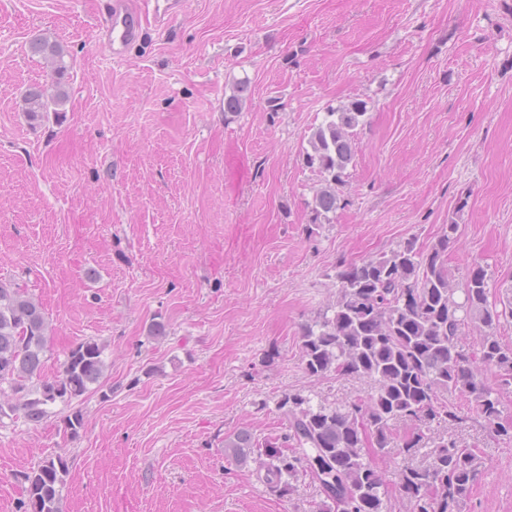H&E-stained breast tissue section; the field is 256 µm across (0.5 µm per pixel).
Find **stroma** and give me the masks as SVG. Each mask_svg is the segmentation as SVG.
<instances>
[{"mask_svg": "<svg viewBox=\"0 0 512 512\" xmlns=\"http://www.w3.org/2000/svg\"><path fill=\"white\" fill-rule=\"evenodd\" d=\"M101 3L0 0V278L46 312L47 375L87 338L107 364L78 436L56 418L0 426V512L17 510L19 473L58 455L63 512H316L317 487L276 495L224 439L283 435L290 392L370 394L300 364L339 259L426 247L454 221L455 279L479 265L492 298L512 288V0H187L120 61L96 37ZM37 36L73 67L68 101L34 127L22 97L52 74ZM242 80L250 99L225 114ZM356 98L369 123L316 228L302 151ZM448 400L485 456L464 512H512V441Z\"/></svg>", "mask_w": 512, "mask_h": 512, "instance_id": "obj_1", "label": "stroma"}]
</instances>
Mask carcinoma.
<instances>
[{
  "mask_svg": "<svg viewBox=\"0 0 512 512\" xmlns=\"http://www.w3.org/2000/svg\"><path fill=\"white\" fill-rule=\"evenodd\" d=\"M32 53L50 61L52 92L34 86L23 96L24 112L40 123L53 107L69 99V69L62 45L46 37L29 43ZM249 86L238 82L224 99V111L240 112ZM368 122V102L353 100L329 106L311 128L303 164L321 177L312 198V224H329L337 209V188L344 184L355 158V131ZM459 224L443 225L427 248L409 238L387 252L358 262L340 260L334 275V299L315 319L301 327L300 361L309 378L356 377L373 384L368 398L343 405L290 393L279 404L287 422L281 438L260 440L241 430L224 438V455L243 466L266 461V484L291 493L301 478L317 485L322 496L318 512H394L393 493L409 504V512H464L483 471L481 449L463 447L453 436H432L433 425L463 421L445 393L465 398L497 436L512 437L500 409L501 386L512 379V345L502 344L495 328L506 310L489 300L491 277L472 267L455 282L448 269V247ZM470 325L483 330L479 353L462 343ZM49 323L44 309L26 288L0 279V395L10 390L15 402L0 403V419L23 415L40 422L58 403L70 406L100 383L106 369L105 345L94 338L69 348L60 374L43 375L49 348ZM499 371L498 383L484 371ZM412 424L397 441L390 425ZM72 436L84 427L81 410L63 418ZM291 453H285L286 449ZM425 451L426 461L412 458ZM402 457L393 475L379 469L375 457ZM67 463L46 458L22 475L31 512H62Z\"/></svg>",
  "mask_w": 512,
  "mask_h": 512,
  "instance_id": "cac0c4a2",
  "label": "carcinoma"
}]
</instances>
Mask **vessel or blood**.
Instances as JSON below:
<instances>
[{"label":"vessel or blood","instance_id":"vessel-or-blood-1","mask_svg":"<svg viewBox=\"0 0 512 512\" xmlns=\"http://www.w3.org/2000/svg\"><path fill=\"white\" fill-rule=\"evenodd\" d=\"M168 16L165 9H138L130 0H107L105 20L100 27L103 47L111 58H123L140 40L147 21L160 26L166 23Z\"/></svg>","mask_w":512,"mask_h":512}]
</instances>
